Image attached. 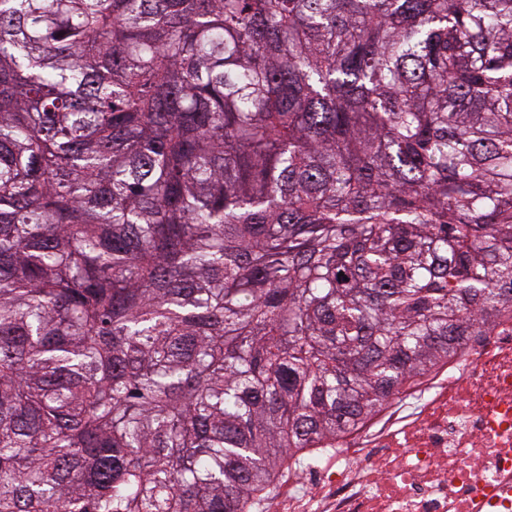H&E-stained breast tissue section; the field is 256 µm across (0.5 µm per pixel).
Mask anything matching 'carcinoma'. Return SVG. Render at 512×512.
Instances as JSON below:
<instances>
[{"instance_id": "cac0c4a2", "label": "carcinoma", "mask_w": 512, "mask_h": 512, "mask_svg": "<svg viewBox=\"0 0 512 512\" xmlns=\"http://www.w3.org/2000/svg\"><path fill=\"white\" fill-rule=\"evenodd\" d=\"M512 310V0H0V512H249Z\"/></svg>"}]
</instances>
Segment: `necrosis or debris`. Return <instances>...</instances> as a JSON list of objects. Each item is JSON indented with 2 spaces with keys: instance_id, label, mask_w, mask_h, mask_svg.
I'll return each instance as SVG.
<instances>
[{
  "instance_id": "1",
  "label": "necrosis or debris",
  "mask_w": 512,
  "mask_h": 512,
  "mask_svg": "<svg viewBox=\"0 0 512 512\" xmlns=\"http://www.w3.org/2000/svg\"><path fill=\"white\" fill-rule=\"evenodd\" d=\"M272 512H512V312L289 472Z\"/></svg>"
}]
</instances>
